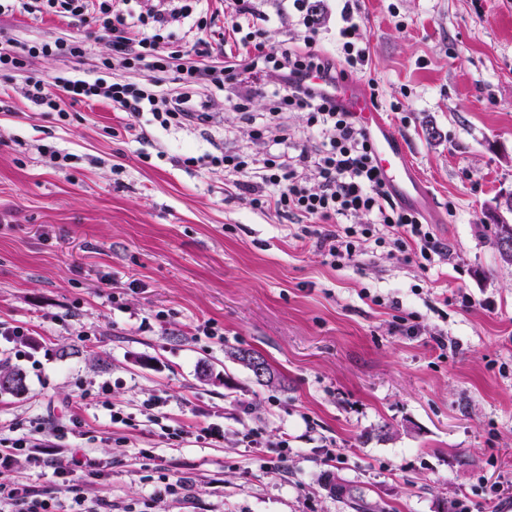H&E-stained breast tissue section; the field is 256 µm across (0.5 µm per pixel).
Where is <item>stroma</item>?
<instances>
[{"label": "stroma", "mask_w": 512, "mask_h": 512, "mask_svg": "<svg viewBox=\"0 0 512 512\" xmlns=\"http://www.w3.org/2000/svg\"><path fill=\"white\" fill-rule=\"evenodd\" d=\"M360 6L370 58L351 79L405 140L428 193L419 210L448 246L425 271L371 240L332 267L301 219L225 192L222 169L178 165L250 145L223 94L195 99L209 123L151 126L144 142L105 103L65 121L32 107L28 77L90 72L107 39L90 21L0 19L22 43L77 35L93 49L0 76V328L24 332L0 336V373L26 384L0 394V437L32 420L65 426L59 446L94 455L91 492L116 512H353L336 481L374 512H499L487 485L512 479V266L489 212L512 191V0ZM257 9L267 46L302 38L286 0ZM397 314L415 315L418 335L395 332ZM208 322L218 335L202 333ZM233 348L263 354L282 385L256 382ZM158 397L136 427L111 422V408ZM208 422L223 440L160 435ZM247 427L270 442L263 455L241 443ZM177 478L184 497L163 496ZM0 482L45 492L61 479L20 456Z\"/></svg>", "instance_id": "35a3bbf8"}]
</instances>
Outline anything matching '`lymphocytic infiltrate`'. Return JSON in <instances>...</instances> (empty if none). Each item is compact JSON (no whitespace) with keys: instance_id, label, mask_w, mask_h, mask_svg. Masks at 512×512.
Instances as JSON below:
<instances>
[{"instance_id":"f902f5d3","label":"lymphocytic infiltrate","mask_w":512,"mask_h":512,"mask_svg":"<svg viewBox=\"0 0 512 512\" xmlns=\"http://www.w3.org/2000/svg\"><path fill=\"white\" fill-rule=\"evenodd\" d=\"M291 2L302 18L305 34L301 42L274 50L266 46L263 29L250 22L257 13L254 0H232L231 30L248 47L242 57L215 54L201 35L208 21L196 13L198 0H166L164 8L137 12L130 9V0H0V17L20 11L90 19L108 38L99 58L101 76L72 75L52 82L29 78L25 96L38 109L57 113L64 121L68 113L60 108L61 98L74 105L106 102L131 120L145 117L162 129H180L205 122V113L193 109L201 88L221 91L251 125L253 140L263 142L264 152L246 148L186 155L180 157L181 165L223 168L225 187L246 195L256 207L336 222V229L317 234L315 241L331 266L352 260L361 239L371 236L376 243L414 257L419 268H428L444 255V247L418 212L394 200L374 163L367 133L334 96L337 82L346 79L348 69L368 63L358 0H344L340 12L336 28L344 61L340 68L314 49L319 28L312 0ZM88 51L85 40L76 36L20 44L0 32V72L24 70L40 56L81 59ZM108 71L115 72V80L105 79ZM125 71H140L144 77L127 81L121 77ZM271 71L277 82L264 86L262 79ZM257 94L267 99L268 108L256 115L249 106ZM292 112L304 113L308 129L318 135L314 151L289 154L292 133L287 119ZM360 213L374 215V222L351 223V216ZM45 431L42 422L34 421L29 433L1 438L0 468L10 466L19 453L29 452L33 463L50 465L57 475L68 477L69 506L61 507L47 493L0 483V508L10 512H112L110 499L87 500L72 460L45 447Z\"/></svg>"}]
</instances>
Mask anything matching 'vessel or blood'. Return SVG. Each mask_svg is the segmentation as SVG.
<instances>
[{
	"label": "vessel or blood",
	"instance_id": "obj_1",
	"mask_svg": "<svg viewBox=\"0 0 512 512\" xmlns=\"http://www.w3.org/2000/svg\"><path fill=\"white\" fill-rule=\"evenodd\" d=\"M336 97L367 132L378 168L401 199L410 202L414 197L424 196V186L409 164L404 141L389 129L371 99L349 83L337 86Z\"/></svg>",
	"mask_w": 512,
	"mask_h": 512
}]
</instances>
